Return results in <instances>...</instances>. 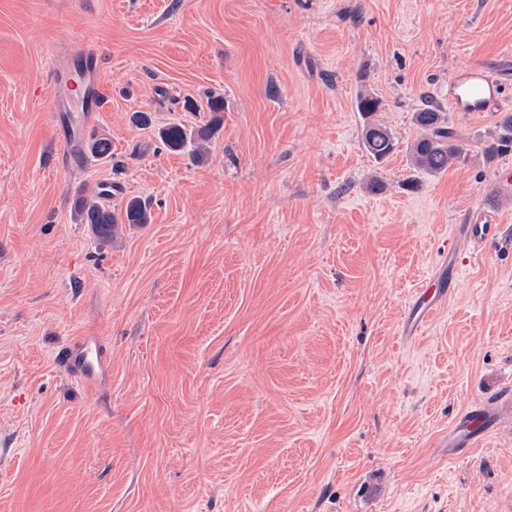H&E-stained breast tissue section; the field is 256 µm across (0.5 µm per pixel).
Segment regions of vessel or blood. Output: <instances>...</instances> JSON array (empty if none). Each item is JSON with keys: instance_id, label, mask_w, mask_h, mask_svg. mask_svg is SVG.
I'll return each mask as SVG.
<instances>
[{"instance_id": "obj_1", "label": "vessel or blood", "mask_w": 512, "mask_h": 512, "mask_svg": "<svg viewBox=\"0 0 512 512\" xmlns=\"http://www.w3.org/2000/svg\"><path fill=\"white\" fill-rule=\"evenodd\" d=\"M100 70L97 54L85 51L76 55L70 68L55 75L58 92L52 112L63 145L75 146L101 108ZM500 95V83L481 67L466 68L448 81V102L456 112L489 111ZM499 232V225L489 218L478 224L458 227L461 244L476 251L495 239ZM448 294L443 280L429 279L411 304L412 317L405 324L406 334H414L445 302ZM57 361L68 374L89 388L97 387L109 375L102 342L95 336H83L67 344L59 351ZM498 417L497 410L487 405L461 414L448 432L449 447H471Z\"/></svg>"}]
</instances>
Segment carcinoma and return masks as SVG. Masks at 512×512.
Segmentation results:
<instances>
[{
	"instance_id": "obj_1",
	"label": "carcinoma",
	"mask_w": 512,
	"mask_h": 512,
	"mask_svg": "<svg viewBox=\"0 0 512 512\" xmlns=\"http://www.w3.org/2000/svg\"><path fill=\"white\" fill-rule=\"evenodd\" d=\"M186 107L192 110H208L212 112L209 124L188 128L179 123H172L159 130L162 143L173 151H181L191 144L200 145L207 140L213 130L220 124L224 111V98L208 96L205 105L187 102ZM357 111L366 118L362 134V144L368 154L380 161L395 149V141L390 131L372 119L379 111L378 99L361 94L356 102ZM417 125L423 134L417 138L411 149L413 165L424 172L435 175L448 170V166L462 154V147L456 133L445 123L440 106L432 101L415 113ZM90 156L96 161L112 160L111 146L105 139H98L88 145ZM75 209L82 217V223L89 225L91 232L100 240L112 238L115 230L121 224H148L150 212L148 205L141 199H129L124 209L116 211L105 204L103 189H98L92 195H82L75 200Z\"/></svg>"
}]
</instances>
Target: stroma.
<instances>
[{
    "instance_id": "35a3bbf8",
    "label": "stroma",
    "mask_w": 512,
    "mask_h": 512,
    "mask_svg": "<svg viewBox=\"0 0 512 512\" xmlns=\"http://www.w3.org/2000/svg\"><path fill=\"white\" fill-rule=\"evenodd\" d=\"M87 45L104 108L62 165L53 75ZM476 64L501 100L452 111ZM424 93L464 147L437 175L409 156ZM209 94L197 163L157 131L205 125L184 102ZM510 114L512 0H0V512H512ZM102 137L125 174L87 160ZM113 182L151 221L102 242L74 199ZM486 211L499 238L449 266ZM78 336L108 351L93 392L55 360ZM484 404L497 424L441 448ZM358 112L366 118V124L362 134V144L368 154L376 161L387 157L395 149V141L390 131L378 124L371 117L379 112L380 102L373 96L360 94L357 98ZM448 288V289H447ZM446 288L443 280L430 278L424 287L416 293L411 304L412 319H407L405 333L413 335L430 316L445 302L454 288Z\"/></svg>"
}]
</instances>
